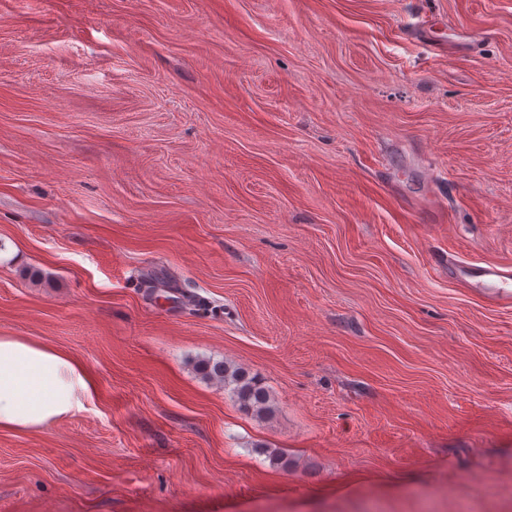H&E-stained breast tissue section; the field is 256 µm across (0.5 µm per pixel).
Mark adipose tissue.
Wrapping results in <instances>:
<instances>
[{"mask_svg":"<svg viewBox=\"0 0 512 512\" xmlns=\"http://www.w3.org/2000/svg\"><path fill=\"white\" fill-rule=\"evenodd\" d=\"M94 387L72 355L0 336V429L38 431L85 409Z\"/></svg>","mask_w":512,"mask_h":512,"instance_id":"1","label":"adipose tissue"}]
</instances>
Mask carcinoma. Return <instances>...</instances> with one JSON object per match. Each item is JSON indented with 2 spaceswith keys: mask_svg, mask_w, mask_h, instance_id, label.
<instances>
[{
  "mask_svg": "<svg viewBox=\"0 0 512 512\" xmlns=\"http://www.w3.org/2000/svg\"><path fill=\"white\" fill-rule=\"evenodd\" d=\"M200 373L208 380L216 381L231 390L239 407L256 417L272 412L268 390L251 373L226 362L205 361L199 366Z\"/></svg>",
  "mask_w": 512,
  "mask_h": 512,
  "instance_id": "carcinoma-1",
  "label": "carcinoma"
}]
</instances>
